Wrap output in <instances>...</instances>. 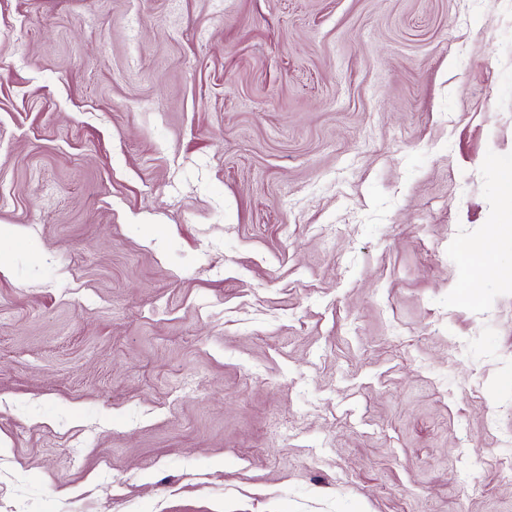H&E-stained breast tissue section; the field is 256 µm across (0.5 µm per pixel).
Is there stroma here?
Masks as SVG:
<instances>
[{"mask_svg": "<svg viewBox=\"0 0 512 512\" xmlns=\"http://www.w3.org/2000/svg\"><path fill=\"white\" fill-rule=\"evenodd\" d=\"M512 0H0V512H512Z\"/></svg>", "mask_w": 512, "mask_h": 512, "instance_id": "35a3bbf8", "label": "stroma"}]
</instances>
